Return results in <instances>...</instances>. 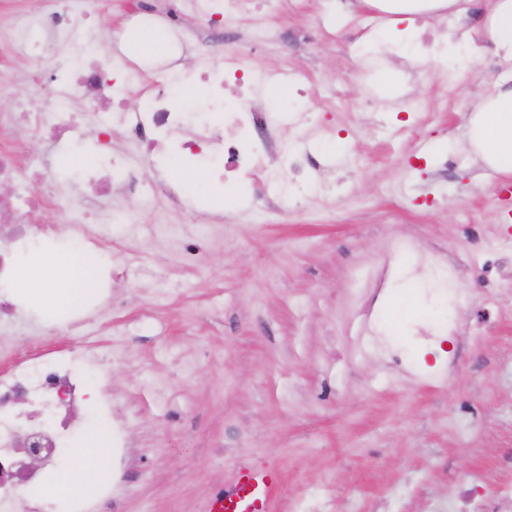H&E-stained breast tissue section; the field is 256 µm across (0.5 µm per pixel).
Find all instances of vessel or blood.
Listing matches in <instances>:
<instances>
[{
    "label": "vessel or blood",
    "mask_w": 512,
    "mask_h": 512,
    "mask_svg": "<svg viewBox=\"0 0 512 512\" xmlns=\"http://www.w3.org/2000/svg\"><path fill=\"white\" fill-rule=\"evenodd\" d=\"M277 482L275 473L244 469L230 487L216 492L210 501V512H268L271 492Z\"/></svg>",
    "instance_id": "vessel-or-blood-1"
}]
</instances>
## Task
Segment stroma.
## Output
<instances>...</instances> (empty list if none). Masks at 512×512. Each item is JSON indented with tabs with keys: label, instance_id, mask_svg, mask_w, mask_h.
<instances>
[{
	"label": "stroma",
	"instance_id": "35a3bbf8",
	"mask_svg": "<svg viewBox=\"0 0 512 512\" xmlns=\"http://www.w3.org/2000/svg\"><path fill=\"white\" fill-rule=\"evenodd\" d=\"M262 22L280 39L246 56L257 72L307 70L316 95L309 147L327 160L301 206L245 209L250 183L209 202L191 176L166 170L190 209L114 194L113 205L163 224H206L196 265L160 240L120 243L114 264L143 256L166 273L112 285L99 301L98 340L115 352L110 384L136 416L138 465L116 512H208L211 496L246 466L276 472L271 512L314 502L327 512H422L461 480L493 472L512 483V176L487 167L464 138L475 93L512 74L493 48L448 45L449 65L418 39L387 48L357 0H294ZM130 0H104L90 50L111 58ZM471 58L464 74L452 65ZM51 54L0 66L14 98L36 71L52 88ZM390 66L420 111L353 102ZM442 247L468 263L447 280L421 266ZM409 367L385 365L381 338Z\"/></svg>",
	"mask_w": 512,
	"mask_h": 512
}]
</instances>
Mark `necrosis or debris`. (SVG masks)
Here are the masks:
<instances>
[{
    "label": "necrosis or debris",
    "instance_id": "4bbe7bcc",
    "mask_svg": "<svg viewBox=\"0 0 512 512\" xmlns=\"http://www.w3.org/2000/svg\"><path fill=\"white\" fill-rule=\"evenodd\" d=\"M30 2L27 11L10 20L12 54L21 58L32 55L40 41L55 48L63 65L50 94L53 107L49 117H42L24 101L15 102L12 111L0 113V184L9 188L8 193L0 194V283L14 279L15 254L45 232V225L34 217L44 200H56L62 223L68 224L74 242L85 249L103 248L115 237H145L137 217L116 209H96V202L107 198L112 186H121L130 196L141 195L148 188L170 204L183 206L176 186L160 176L144 182L126 156L113 151V127L130 133L149 153L169 152L186 168L223 179L228 187L240 178L266 177L264 197L277 207L292 185L318 168L308 149L287 146L281 139V130L290 124L288 109L261 106L268 93L284 83L300 96H308L304 71L249 75L241 57L213 59L201 63L195 72V80L205 84L207 92L192 109L178 104L176 82L165 78L144 91L138 109L129 110L122 92L109 91L101 64L93 62L78 69L70 65L71 59L83 52L82 38L94 36L85 19L100 0H79L69 11L45 9L44 0ZM168 2L159 12L139 6L136 22L175 28L180 26L187 5L199 17L214 22L243 10L251 0ZM78 99L96 106L92 120L101 136L100 149L64 191L54 182L49 163L36 159L21 162L12 139L27 125L46 137L52 150L78 145L84 121L71 108ZM93 307V300H85L66 308L46 326L50 332L83 336L81 347L37 350L0 367V512H45V502L31 490L54 469L71 434L66 420L81 407L110 424L112 480L67 499V512H98L101 501L118 495L126 485L133 460V436L128 420L113 407L109 384L112 350L85 336ZM35 444L41 454L38 464L30 467L25 462L26 450Z\"/></svg>",
    "mask_w": 512,
    "mask_h": 512
}]
</instances>
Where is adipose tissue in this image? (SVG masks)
<instances>
[{"instance_id":"obj_1","label":"adipose tissue","mask_w":512,"mask_h":512,"mask_svg":"<svg viewBox=\"0 0 512 512\" xmlns=\"http://www.w3.org/2000/svg\"><path fill=\"white\" fill-rule=\"evenodd\" d=\"M363 4L379 8L390 14L401 15L402 29L392 30V37H409L415 31V18L425 12L439 13L444 9H459L463 0H362ZM480 34L493 46L496 53L512 61V0H492L485 14ZM473 117L465 133L475 151L495 171L512 173V89H495L493 92L473 98ZM99 271L93 257L81 260L78 270L58 264L54 256L39 254L25 264L20 280L24 289H37L43 301L55 306L73 300L76 289L68 287L50 288L46 281L49 275L71 280L72 276L94 279ZM103 434H95L92 444L74 449L73 456L78 467L60 473L53 481L42 487L44 496L57 498L74 492H84L90 487L100 461Z\"/></svg>"}]
</instances>
